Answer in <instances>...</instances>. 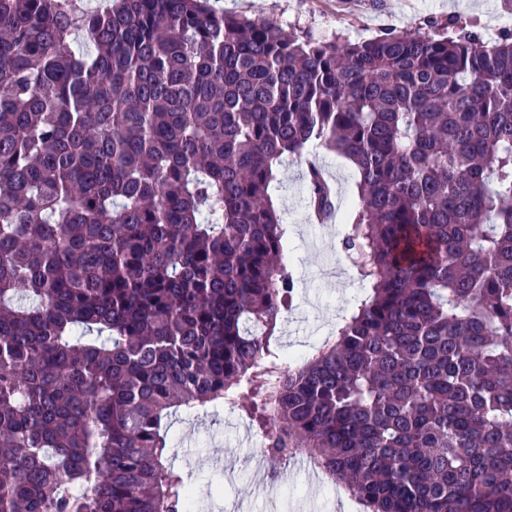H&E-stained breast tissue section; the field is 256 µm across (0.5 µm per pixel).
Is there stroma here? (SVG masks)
Returning a JSON list of instances; mask_svg holds the SVG:
<instances>
[{
  "instance_id": "35a3bbf8",
  "label": "stroma",
  "mask_w": 512,
  "mask_h": 512,
  "mask_svg": "<svg viewBox=\"0 0 512 512\" xmlns=\"http://www.w3.org/2000/svg\"><path fill=\"white\" fill-rule=\"evenodd\" d=\"M211 5L218 12L274 20L317 42L354 43L429 23L450 33L459 22L487 42L512 35V0H211ZM311 157L334 177L336 210L326 224L314 223L308 205L305 173ZM357 182L348 159L318 144L304 158L284 157L269 187L288 229L287 259L295 279V305L275 337L279 352L308 357L335 336L337 322L355 301L370 293L338 249L347 221L358 210ZM261 437L237 402L173 419L168 441L174 465L203 493V512H355V503L309 471L299 455L288 464L292 481L269 501L262 492L271 476Z\"/></svg>"
}]
</instances>
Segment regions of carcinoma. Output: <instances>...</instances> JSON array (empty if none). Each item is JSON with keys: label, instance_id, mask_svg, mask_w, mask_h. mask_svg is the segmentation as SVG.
Returning <instances> with one entry per match:
<instances>
[{"label": "carcinoma", "instance_id": "1", "mask_svg": "<svg viewBox=\"0 0 512 512\" xmlns=\"http://www.w3.org/2000/svg\"><path fill=\"white\" fill-rule=\"evenodd\" d=\"M315 141L358 172L372 296L272 401L267 191ZM240 394L364 512H512V39L0 0V512H187L169 419Z\"/></svg>", "mask_w": 512, "mask_h": 512}]
</instances>
